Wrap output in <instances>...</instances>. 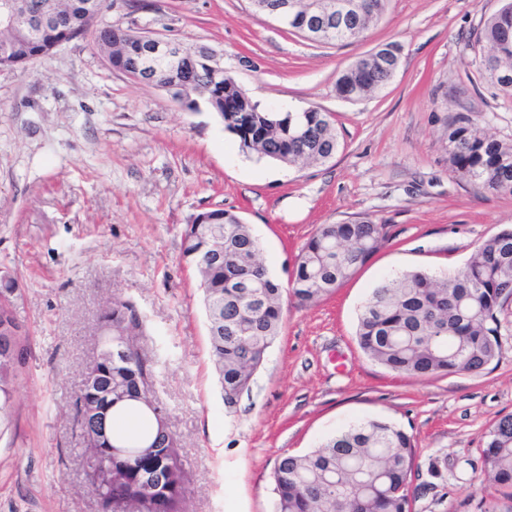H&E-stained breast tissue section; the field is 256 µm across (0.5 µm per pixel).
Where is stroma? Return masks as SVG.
<instances>
[{"label": "stroma", "mask_w": 512, "mask_h": 512, "mask_svg": "<svg viewBox=\"0 0 512 512\" xmlns=\"http://www.w3.org/2000/svg\"><path fill=\"white\" fill-rule=\"evenodd\" d=\"M504 2L389 0L360 40L335 45L282 28L250 0H115L103 14L105 24L222 52L227 73L265 109L331 113L339 145L323 163L244 153L214 112L186 111L112 69L88 36L0 68V271L18 281L25 330L13 428L0 439V512H97L72 401L115 297L135 304L137 343L158 364L156 390L189 471L185 512H272L279 455L374 417L416 441L413 512H512L481 462L490 426L512 414V303L500 314V358L480 374L404 377L356 339L359 309L383 277L456 272L512 227V195L476 192L450 173L440 105L453 98L489 134L512 139V101L477 83L465 48ZM392 42L401 61L390 83L339 97L338 74ZM213 209L251 225L284 286L319 225L366 218L390 234L316 304L286 300L281 332L230 412L181 260L191 216Z\"/></svg>", "instance_id": "1"}]
</instances>
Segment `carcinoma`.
I'll return each instance as SVG.
<instances>
[{
    "mask_svg": "<svg viewBox=\"0 0 512 512\" xmlns=\"http://www.w3.org/2000/svg\"><path fill=\"white\" fill-rule=\"evenodd\" d=\"M32 13L52 19L28 32L0 28V65L19 66L52 44L93 33L109 64L126 74L141 66L139 34L121 27H94L86 16L88 0H27ZM298 13L308 14L307 37L337 43L359 40L369 24L386 11L388 0H370V7L351 11L325 25L310 10L313 0H295ZM466 48L477 51V73L504 98L512 100V0L485 20ZM191 61L175 74H159L154 85L176 86L186 109L204 104L224 115V129L235 135L246 153L286 165L321 163L336 152L331 116L318 109L268 112L249 96H240L227 76L214 82L200 64L207 46L187 48ZM400 46L389 43L357 60L336 79V93L359 99L384 87L399 65ZM448 111V169L481 193L512 194V139L486 133L472 112ZM211 224L185 225L182 258L199 279L208 322L210 358L219 375L224 406L232 411L249 389L255 372L279 335L284 315L283 289L268 272L260 244L238 216L207 211ZM221 237L224 255L214 248ZM386 225L367 219L321 224L296 257L289 296L299 305L316 303L349 280L386 242ZM17 281L0 274V338L22 331L14 298ZM512 295V230L484 240L455 274L436 277L413 270L381 281L372 289L358 317L357 341L364 354L390 371L418 379L440 374H478L499 358V313ZM101 319L118 344L100 348L83 385L75 395L81 407L97 409L87 421L84 452L94 461L85 470V486L99 512H184L189 476L174 435L164 448L137 454L110 453L115 441L136 448L155 442L158 430L149 407L158 406L156 365L136 344L141 319L133 302L114 298ZM18 363L0 353V439L11 432ZM132 416L136 428L117 424ZM414 437L382 420L369 419L328 437L306 453L285 452L275 461L273 512H412L413 481L419 475ZM484 472L512 496V414L488 430L481 449Z\"/></svg>",
    "mask_w": 512,
    "mask_h": 512,
    "instance_id": "1",
    "label": "carcinoma"
}]
</instances>
